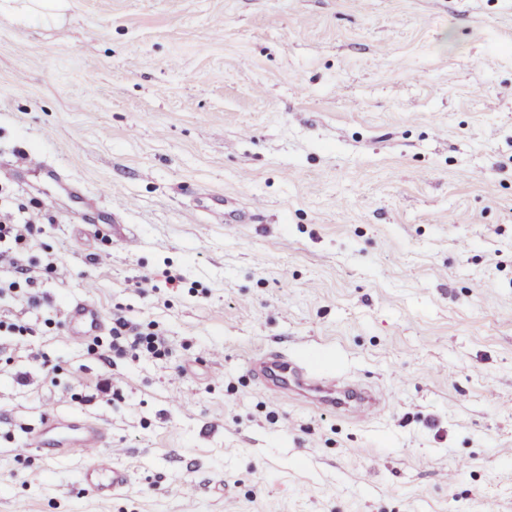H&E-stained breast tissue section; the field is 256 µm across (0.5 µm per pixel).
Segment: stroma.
<instances>
[{"label": "stroma", "instance_id": "1", "mask_svg": "<svg viewBox=\"0 0 512 512\" xmlns=\"http://www.w3.org/2000/svg\"><path fill=\"white\" fill-rule=\"evenodd\" d=\"M32 157L122 231L89 237L59 185L0 175V205L43 225L54 318L0 307L32 328L0 335V512H512V0L1 16L0 167ZM85 297L167 353L71 338ZM269 347L392 403L362 420L277 399L247 368ZM51 411L107 428L125 491L21 452Z\"/></svg>", "mask_w": 512, "mask_h": 512}]
</instances>
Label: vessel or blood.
<instances>
[{"instance_id":"b4317fda","label":"vessel or blood","mask_w":512,"mask_h":512,"mask_svg":"<svg viewBox=\"0 0 512 512\" xmlns=\"http://www.w3.org/2000/svg\"><path fill=\"white\" fill-rule=\"evenodd\" d=\"M67 320L77 336H95L106 327L101 311L85 299L70 305ZM248 367L253 378L278 397L303 399L360 419L379 416L387 408L382 392L343 376L314 371L285 351H263L249 360ZM107 438L102 424L82 416L51 414L28 434L24 447L60 458H92V466L82 475L85 489L97 497L109 498L128 487L130 475L106 454Z\"/></svg>"}]
</instances>
